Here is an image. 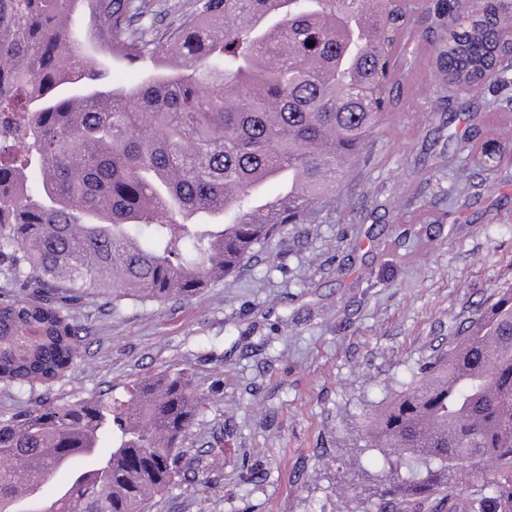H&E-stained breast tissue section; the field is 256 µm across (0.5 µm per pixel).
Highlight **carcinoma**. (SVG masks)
Segmentation results:
<instances>
[{
  "instance_id": "1",
  "label": "carcinoma",
  "mask_w": 512,
  "mask_h": 512,
  "mask_svg": "<svg viewBox=\"0 0 512 512\" xmlns=\"http://www.w3.org/2000/svg\"><path fill=\"white\" fill-rule=\"evenodd\" d=\"M146 0H0V263L37 291L0 295V382L21 390L66 376L78 357L71 302L92 290L112 306L191 296L238 270L284 224H301L336 190L407 81L416 38L441 87L471 92L501 70L512 27L495 5L460 26L448 0H195L148 39ZM94 49L136 65L174 62L131 87L76 51V13ZM488 122L460 140L481 171L512 164ZM38 160L40 180L27 187ZM294 189L259 195L271 180ZM151 247L144 248L139 232ZM512 286L422 368L425 378L368 417L362 442L393 455L381 496L423 487L448 496L451 462L495 461L471 512H512ZM204 413L185 369L141 380L118 406L81 399L0 419V512L23 493L9 465L68 469L69 483L31 512H150L183 474L182 445ZM428 419L420 438L412 421ZM426 477H417L419 468Z\"/></svg>"
}]
</instances>
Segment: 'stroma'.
I'll return each mask as SVG.
<instances>
[{"label":"stroma","instance_id":"1","mask_svg":"<svg viewBox=\"0 0 512 512\" xmlns=\"http://www.w3.org/2000/svg\"><path fill=\"white\" fill-rule=\"evenodd\" d=\"M508 97L496 77L463 94L420 76L337 191L224 281L114 308L83 294L67 376L32 392L0 383V417L125 400L185 368L208 407L186 434L184 480L151 512H382L384 455L352 439L512 284V165L470 171L449 139Z\"/></svg>","mask_w":512,"mask_h":512}]
</instances>
